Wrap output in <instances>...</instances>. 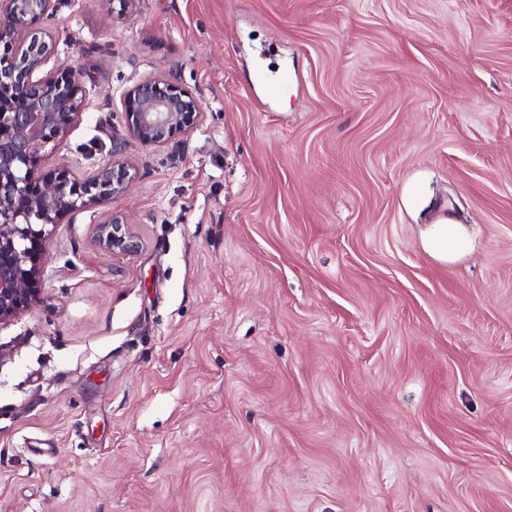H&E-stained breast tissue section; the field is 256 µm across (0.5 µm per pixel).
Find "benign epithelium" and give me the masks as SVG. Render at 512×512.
Instances as JSON below:
<instances>
[{
  "mask_svg": "<svg viewBox=\"0 0 512 512\" xmlns=\"http://www.w3.org/2000/svg\"><path fill=\"white\" fill-rule=\"evenodd\" d=\"M54 21V0H0V325L38 299L46 227L123 195L135 179L124 139L112 140V160L82 178L65 168L34 176L48 147L79 117L77 71L43 72L55 50ZM200 116L197 98L172 74L124 95L127 134L143 145L168 142ZM96 238L107 251L138 248L118 216L98 225Z\"/></svg>",
  "mask_w": 512,
  "mask_h": 512,
  "instance_id": "1",
  "label": "benign epithelium"
}]
</instances>
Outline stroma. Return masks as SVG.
Wrapping results in <instances>:
<instances>
[{
    "mask_svg": "<svg viewBox=\"0 0 512 512\" xmlns=\"http://www.w3.org/2000/svg\"><path fill=\"white\" fill-rule=\"evenodd\" d=\"M55 4L81 115L39 172L110 160L142 81L202 115L0 326V512H512V0ZM96 238L102 249L112 251V253L132 252L139 247L131 232L130 224L118 216H112L109 222L98 224ZM425 232V249L435 257L446 258L464 251L469 246L464 224H428Z\"/></svg>",
    "mask_w": 512,
    "mask_h": 512,
    "instance_id": "stroma-1",
    "label": "stroma"
}]
</instances>
